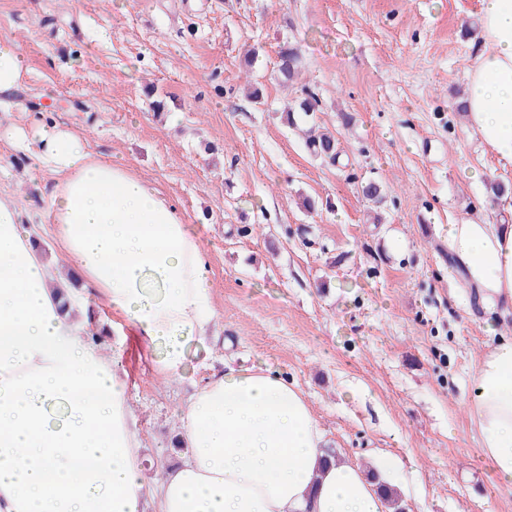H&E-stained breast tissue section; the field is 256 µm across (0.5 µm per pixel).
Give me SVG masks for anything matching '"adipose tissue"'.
<instances>
[{"instance_id": "obj_1", "label": "adipose tissue", "mask_w": 512, "mask_h": 512, "mask_svg": "<svg viewBox=\"0 0 512 512\" xmlns=\"http://www.w3.org/2000/svg\"><path fill=\"white\" fill-rule=\"evenodd\" d=\"M468 71L469 127L512 166V0H481ZM54 174L45 188L57 252L46 257L18 205L0 199V512H386L359 463L326 459L304 394L270 368L225 364L180 412L188 454L146 484L126 384L72 310L82 282L112 304L113 331L131 327L177 376L216 315L209 260L171 200L118 164L94 159L83 135L58 125L16 132ZM461 287L497 312L468 413L478 451L512 486V206L496 224L449 225Z\"/></svg>"}]
</instances>
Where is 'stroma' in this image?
Returning <instances> with one entry per match:
<instances>
[{"label": "stroma", "mask_w": 512, "mask_h": 512, "mask_svg": "<svg viewBox=\"0 0 512 512\" xmlns=\"http://www.w3.org/2000/svg\"><path fill=\"white\" fill-rule=\"evenodd\" d=\"M480 8L0 0V40L18 44L29 69L18 92L0 94V192L24 222L47 221L30 175L46 186L54 176L6 135L56 123L171 199L208 254L216 318L181 377L156 375L155 348L133 330L100 340L119 354L148 478L184 455L180 411L231 360L296 383L338 458L368 471L390 460L404 512H512V487L480 457L466 410L489 314L448 278L449 225L494 224L512 205V167L457 110L477 53L465 26ZM101 29L110 38L94 41ZM288 43L302 68L283 85ZM307 92L317 104L298 123L332 131L335 159L315 156L284 119ZM369 181L381 204L363 197ZM494 182L508 194L493 196ZM305 196L316 210L300 207Z\"/></svg>", "instance_id": "35a3bbf8"}]
</instances>
